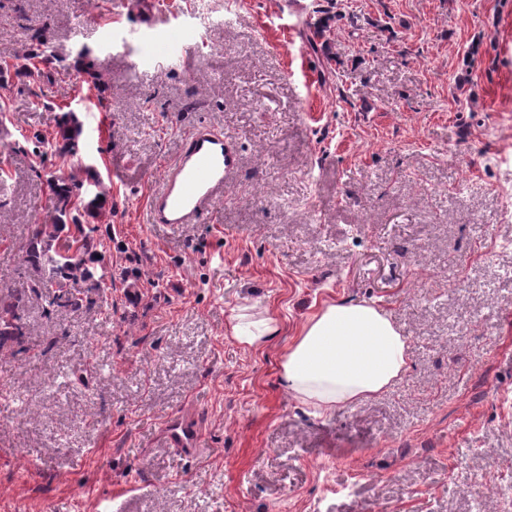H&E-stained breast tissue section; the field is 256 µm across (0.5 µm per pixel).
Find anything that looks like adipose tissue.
<instances>
[{
	"label": "adipose tissue",
	"instance_id": "adipose-tissue-1",
	"mask_svg": "<svg viewBox=\"0 0 512 512\" xmlns=\"http://www.w3.org/2000/svg\"><path fill=\"white\" fill-rule=\"evenodd\" d=\"M231 336L248 348L266 346L278 321L246 308L233 310ZM410 340L375 302L326 304L304 323L283 353L278 381L294 399L322 415L388 392L406 374Z\"/></svg>",
	"mask_w": 512,
	"mask_h": 512
}]
</instances>
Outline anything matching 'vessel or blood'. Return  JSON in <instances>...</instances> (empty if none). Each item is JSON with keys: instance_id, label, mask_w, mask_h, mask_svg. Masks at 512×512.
I'll return each instance as SVG.
<instances>
[{"instance_id": "b4317fda", "label": "vessel or blood", "mask_w": 512, "mask_h": 512, "mask_svg": "<svg viewBox=\"0 0 512 512\" xmlns=\"http://www.w3.org/2000/svg\"><path fill=\"white\" fill-rule=\"evenodd\" d=\"M239 167L233 140L223 133L198 126L182 137L177 155L165 162L159 183L151 193L148 223L172 228L200 223L224 200V190ZM168 444L183 453L194 454L200 446V431L182 419L165 427Z\"/></svg>"}]
</instances>
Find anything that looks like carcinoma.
I'll list each match as a JSON object with an SVG mask.
<instances>
[{
	"label": "carcinoma",
	"mask_w": 512,
	"mask_h": 512,
	"mask_svg": "<svg viewBox=\"0 0 512 512\" xmlns=\"http://www.w3.org/2000/svg\"><path fill=\"white\" fill-rule=\"evenodd\" d=\"M50 182L57 197L59 216L52 224L36 225L27 245L26 257L31 263L43 264L49 269L48 275L34 284L45 294L48 307L78 309L85 301L81 297V284L93 279L96 273V258L88 252L91 229L76 224L75 233L64 244L56 247L54 243L60 240V234L66 229L64 216L67 215L69 200L82 185H70L59 177L50 178ZM85 302L93 304L90 299ZM18 309L17 303L0 304V345L23 335Z\"/></svg>",
	"instance_id": "obj_1"
}]
</instances>
